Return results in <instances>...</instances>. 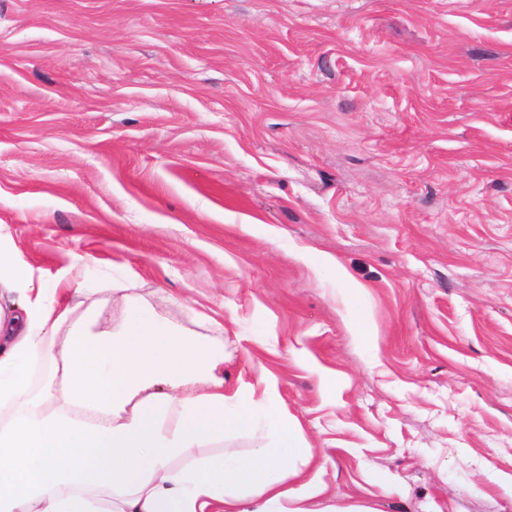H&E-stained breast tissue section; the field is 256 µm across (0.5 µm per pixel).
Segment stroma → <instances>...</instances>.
I'll return each mask as SVG.
<instances>
[{"instance_id":"obj_1","label":"stroma","mask_w":512,"mask_h":512,"mask_svg":"<svg viewBox=\"0 0 512 512\" xmlns=\"http://www.w3.org/2000/svg\"><path fill=\"white\" fill-rule=\"evenodd\" d=\"M0 234L222 346L311 512H512V0H0Z\"/></svg>"}]
</instances>
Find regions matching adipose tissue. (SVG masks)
<instances>
[{
    "mask_svg": "<svg viewBox=\"0 0 512 512\" xmlns=\"http://www.w3.org/2000/svg\"><path fill=\"white\" fill-rule=\"evenodd\" d=\"M0 283L23 298L19 314L0 307V407L15 409L0 422V512H308L288 486L312 460L296 421L251 392L225 397L221 352L131 303L121 331L92 332L7 254ZM42 356L52 380L36 390ZM229 434L251 437L248 455L185 462Z\"/></svg>",
    "mask_w": 512,
    "mask_h": 512,
    "instance_id": "obj_1",
    "label": "adipose tissue"
}]
</instances>
